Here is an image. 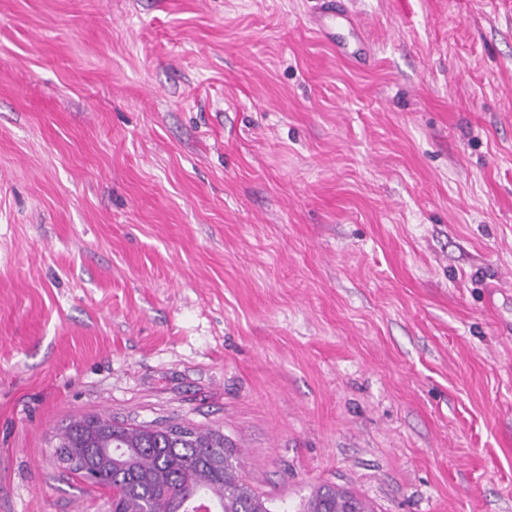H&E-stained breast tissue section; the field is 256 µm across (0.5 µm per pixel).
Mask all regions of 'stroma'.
<instances>
[{"instance_id": "obj_1", "label": "stroma", "mask_w": 512, "mask_h": 512, "mask_svg": "<svg viewBox=\"0 0 512 512\" xmlns=\"http://www.w3.org/2000/svg\"><path fill=\"white\" fill-rule=\"evenodd\" d=\"M0 0V512L70 420L220 431L274 512H512V0ZM314 24L317 27L319 31H322L324 28L325 22L327 20L336 21V23H346L348 24L355 35L357 43L365 47L366 39L365 36L358 26L356 22L354 21L352 15L349 13L348 10L344 8V6L341 4V1L339 0H324L321 4V10L320 12L314 17ZM303 512H373L365 501L334 486L317 488L303 506Z\"/></svg>"}]
</instances>
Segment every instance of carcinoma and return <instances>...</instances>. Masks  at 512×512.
<instances>
[{
	"instance_id": "1",
	"label": "carcinoma",
	"mask_w": 512,
	"mask_h": 512,
	"mask_svg": "<svg viewBox=\"0 0 512 512\" xmlns=\"http://www.w3.org/2000/svg\"><path fill=\"white\" fill-rule=\"evenodd\" d=\"M97 428L83 431L84 418L72 420L59 438L69 454L91 458L95 448H113L112 463L99 469L97 485L112 491V512H195L194 490L209 495L213 512H272L271 499L241 474L233 445L214 430H191L189 436L151 435L141 424L95 417ZM303 512H373L356 496L334 486L317 488Z\"/></svg>"
}]
</instances>
